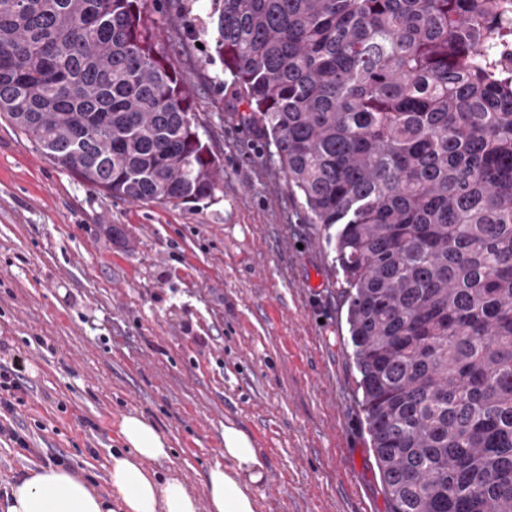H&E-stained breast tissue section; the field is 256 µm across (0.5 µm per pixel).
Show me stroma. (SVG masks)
I'll use <instances>...</instances> for the list:
<instances>
[{
  "label": "stroma",
  "instance_id": "obj_1",
  "mask_svg": "<svg viewBox=\"0 0 512 512\" xmlns=\"http://www.w3.org/2000/svg\"><path fill=\"white\" fill-rule=\"evenodd\" d=\"M184 2L154 18L224 165L213 198L103 197L0 117V340L30 381L7 419L29 446L0 440V493L55 465L110 492L119 422L137 413L171 445L155 471L195 494L231 424L265 465L258 512H388L342 272L210 61L203 0L192 36Z\"/></svg>",
  "mask_w": 512,
  "mask_h": 512
}]
</instances>
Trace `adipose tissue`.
Returning a JSON list of instances; mask_svg holds the SVG:
<instances>
[{
    "instance_id": "adipose-tissue-1",
    "label": "adipose tissue",
    "mask_w": 512,
    "mask_h": 512,
    "mask_svg": "<svg viewBox=\"0 0 512 512\" xmlns=\"http://www.w3.org/2000/svg\"><path fill=\"white\" fill-rule=\"evenodd\" d=\"M123 449L110 457L112 496L76 478L63 466L33 471L0 496V512H256L254 495L264 465L251 438L235 426L224 428L225 461L209 468L203 495L173 476L160 477L147 463L170 458L166 437L139 415L119 424Z\"/></svg>"
}]
</instances>
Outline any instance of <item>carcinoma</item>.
Returning <instances> with one entry per match:
<instances>
[{
	"label": "carcinoma",
	"mask_w": 512,
	"mask_h": 512,
	"mask_svg": "<svg viewBox=\"0 0 512 512\" xmlns=\"http://www.w3.org/2000/svg\"><path fill=\"white\" fill-rule=\"evenodd\" d=\"M161 0H0V116L106 196L223 167ZM214 52L347 288L389 512H512V0H208Z\"/></svg>",
	"instance_id": "obj_1"
}]
</instances>
